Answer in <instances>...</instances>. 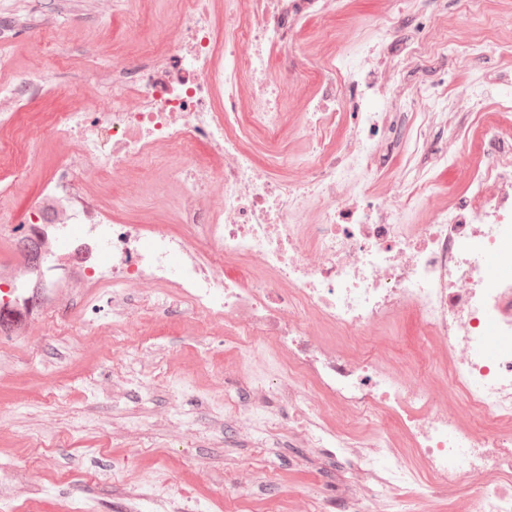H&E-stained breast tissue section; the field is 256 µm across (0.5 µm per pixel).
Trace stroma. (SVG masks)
Masks as SVG:
<instances>
[{"instance_id": "1", "label": "stroma", "mask_w": 512, "mask_h": 512, "mask_svg": "<svg viewBox=\"0 0 512 512\" xmlns=\"http://www.w3.org/2000/svg\"><path fill=\"white\" fill-rule=\"evenodd\" d=\"M419 8L400 16L397 0H338L330 12L310 7L291 15L294 47L311 67L303 84L284 85L290 104L276 134L254 126L244 109L230 127L254 165L273 179H292L290 160L310 151L301 132V94L316 93L321 65L357 57L375 27L393 14L395 32L379 46L378 58L364 64L376 72L383 90L374 101L383 126L375 139L369 189L380 196L391 180L403 182L399 224L423 223L428 193L444 201L449 193L466 190V170L439 166L423 173L424 140L460 139L471 164L481 165L487 160L485 132L495 127L512 135V112L487 100L431 121L413 102L431 84L451 100L468 86L512 97V51L477 56L454 44L434 50L432 42L448 37L460 0H420ZM182 13V0H119L106 16L95 0H0V18L16 24L14 33L0 39V56L11 61L9 69L0 70V81H18L49 37L64 61L58 82L77 86L88 67L108 68L114 58L163 49ZM46 14L54 17L49 31L40 25ZM427 19L432 27H424ZM77 102L74 95L30 99L0 128V149L7 154L0 163V214L21 211L37 197L67 146L35 134L49 126L55 112ZM158 177L155 168H135L113 186L109 205L126 222L172 226L170 200L122 206L134 186ZM426 180L432 185L428 193L421 188ZM385 352L408 363L425 362L414 311L399 317ZM127 353L128 375L175 373L185 387L182 399H172L161 385L147 395L131 389L113 400L112 339L97 332L48 336L37 323L24 336L0 335V468L15 474L9 484L19 493L13 512H121L133 493L141 495L145 510L149 480L158 472L167 475L180 512H338L350 481L340 461L289 440L265 451L249 439L223 434L214 421L216 383L234 360L223 337L203 340L187 323L164 319L147 343L129 344Z\"/></svg>"}]
</instances>
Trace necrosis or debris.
<instances>
[{"mask_svg": "<svg viewBox=\"0 0 512 512\" xmlns=\"http://www.w3.org/2000/svg\"><path fill=\"white\" fill-rule=\"evenodd\" d=\"M301 2L249 0L245 29L226 11L219 50L206 0H184L166 53L113 62L80 84L82 106L57 112L45 131L70 152L17 219L42 259L69 253V273L57 278L22 255L1 261L0 323L16 331L45 317L62 336L87 328L77 297L58 301L75 283L111 289L112 324L102 333L115 339L163 316L198 321L237 353L224 373L223 426L362 460L350 469L344 512H416L461 485L470 512H512V138L488 135L487 161L469 181L486 196L481 208L470 194H452L430 206L427 223H395L401 183L380 198L345 190L353 173L372 166L379 112L358 113L342 149L327 142L332 118L347 109L336 71L361 99L374 95L356 62L343 58L325 66L305 109L309 155L293 161L295 179L273 180L226 129L246 82L255 124L276 132L285 103L267 50L291 49L288 16ZM49 76L38 65L20 82H0V124ZM142 164L164 169L177 187L179 232L145 233L104 206L113 182ZM229 260L249 275L225 274ZM408 308L433 358L452 362L448 391L464 396L486 433L462 422L434 370L380 360L382 327ZM260 348L277 356L276 380L255 372ZM272 401L278 413L269 412ZM340 404L350 413L343 429L332 417ZM381 415L401 421L423 471L383 433L361 437ZM392 488L407 494L388 497Z\"/></svg>", "mask_w": 512, "mask_h": 512, "instance_id": "1", "label": "necrosis or debris"}]
</instances>
